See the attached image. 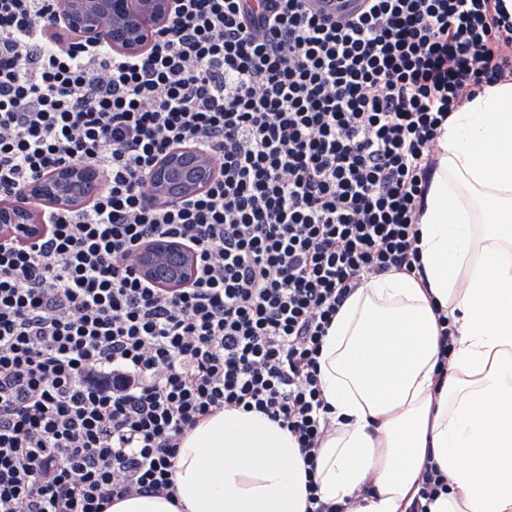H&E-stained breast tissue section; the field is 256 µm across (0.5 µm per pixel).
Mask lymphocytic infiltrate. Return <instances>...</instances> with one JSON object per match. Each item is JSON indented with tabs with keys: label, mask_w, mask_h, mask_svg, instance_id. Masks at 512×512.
<instances>
[{
	"label": "lymphocytic infiltrate",
	"mask_w": 512,
	"mask_h": 512,
	"mask_svg": "<svg viewBox=\"0 0 512 512\" xmlns=\"http://www.w3.org/2000/svg\"><path fill=\"white\" fill-rule=\"evenodd\" d=\"M62 0H0V200L73 161L93 198L0 242V512L178 504L172 470L205 417L254 410L296 439L306 512L331 427L322 341L368 280L422 273L420 228L448 118L512 77L505 0H177L128 58L64 42ZM211 156L164 207L150 174ZM157 237L195 257L169 291L136 271ZM215 175L210 157L195 147L170 150L151 174L153 202L160 206L200 192Z\"/></svg>",
	"instance_id": "obj_1"
}]
</instances>
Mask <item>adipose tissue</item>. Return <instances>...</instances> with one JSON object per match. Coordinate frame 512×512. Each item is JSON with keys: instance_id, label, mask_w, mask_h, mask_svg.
<instances>
[{"instance_id": "1", "label": "adipose tissue", "mask_w": 512, "mask_h": 512, "mask_svg": "<svg viewBox=\"0 0 512 512\" xmlns=\"http://www.w3.org/2000/svg\"><path fill=\"white\" fill-rule=\"evenodd\" d=\"M420 224L423 278L389 272L340 308L319 383L332 430L323 501L407 512L426 457L448 478L429 512H512V80L453 112ZM456 334L437 379L439 315ZM179 506L140 496L109 512H305L303 456L262 413L203 419L177 450ZM370 495H363V488Z\"/></svg>"}]
</instances>
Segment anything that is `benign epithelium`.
<instances>
[{
  "label": "benign epithelium",
  "mask_w": 512,
  "mask_h": 512,
  "mask_svg": "<svg viewBox=\"0 0 512 512\" xmlns=\"http://www.w3.org/2000/svg\"><path fill=\"white\" fill-rule=\"evenodd\" d=\"M175 0H64L63 14L52 25H63L91 45L104 44L118 54L136 57L148 47L149 36L162 27ZM215 175L210 157L194 147L170 150L151 174L153 202L160 206L200 192ZM96 169L81 164L59 167L37 178L19 201L0 202V239L35 241L43 223L41 206L71 209L97 182ZM136 269L161 288H183L193 278L195 258L181 243L159 237L143 245Z\"/></svg>",
  "instance_id": "benign-epithelium-1"
}]
</instances>
